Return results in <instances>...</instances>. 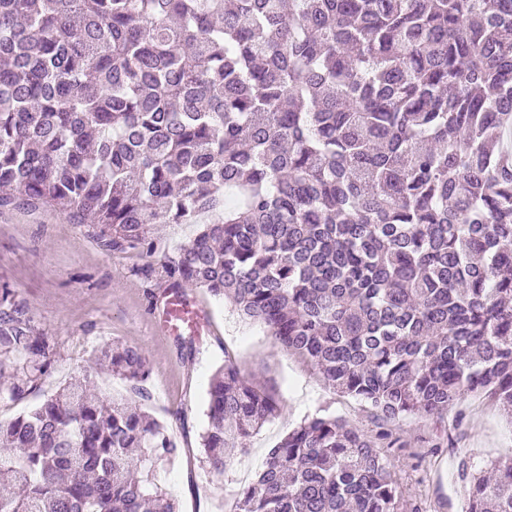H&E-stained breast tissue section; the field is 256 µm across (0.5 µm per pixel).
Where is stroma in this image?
I'll list each match as a JSON object with an SVG mask.
<instances>
[{
    "instance_id": "stroma-1",
    "label": "stroma",
    "mask_w": 512,
    "mask_h": 512,
    "mask_svg": "<svg viewBox=\"0 0 512 512\" xmlns=\"http://www.w3.org/2000/svg\"><path fill=\"white\" fill-rule=\"evenodd\" d=\"M197 230L194 224L150 225L156 251L146 256L105 249L92 226L70 223L59 211L0 215V290L18 295L33 329L56 349L49 374L32 394L0 402V419L79 379L88 380L99 397L108 396L120 382L97 364L94 352L104 344L128 343L144 352L154 413L182 449L174 464L155 472L182 512H234L269 448L315 415H336L367 434L385 430L399 439V447L385 451L398 512H461L462 455L477 464L512 455V418L498 404L474 396L442 416L383 423L370 405L336 392L308 360L274 346L260 325L243 320L229 301L202 288L190 289L189 295L206 312L207 328L193 337L191 347L180 348L176 337L157 327L154 303L168 284L165 257ZM145 265L151 266L150 274H141ZM228 356L248 380L275 386L284 412L243 441L219 474L208 468L199 443L209 380Z\"/></svg>"
}]
</instances>
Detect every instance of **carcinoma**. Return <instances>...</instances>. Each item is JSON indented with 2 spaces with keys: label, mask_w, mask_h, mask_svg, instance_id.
Instances as JSON below:
<instances>
[{
  "label": "carcinoma",
  "mask_w": 512,
  "mask_h": 512,
  "mask_svg": "<svg viewBox=\"0 0 512 512\" xmlns=\"http://www.w3.org/2000/svg\"><path fill=\"white\" fill-rule=\"evenodd\" d=\"M512 0H0V214L63 211L114 251L203 224L163 264L385 422L471 394L512 412ZM29 395L54 347L0 292ZM126 382L71 383L0 421V512H179L149 465L181 453L135 345ZM282 412L231 359L207 390L209 469ZM314 416L235 512H397L382 447ZM461 459L463 512H512V456Z\"/></svg>",
  "instance_id": "1"
}]
</instances>
